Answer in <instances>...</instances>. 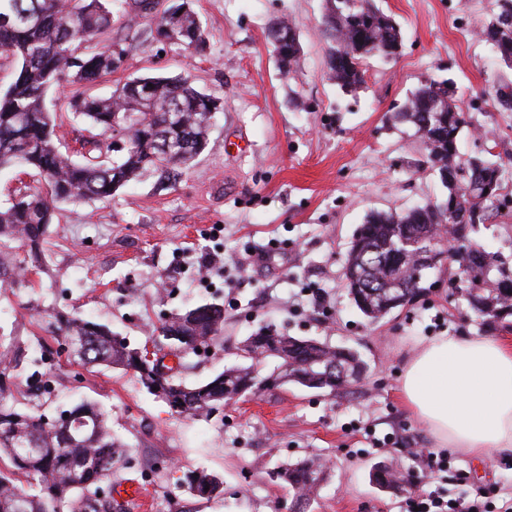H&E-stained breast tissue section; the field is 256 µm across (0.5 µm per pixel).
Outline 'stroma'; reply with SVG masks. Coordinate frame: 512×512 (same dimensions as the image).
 I'll use <instances>...</instances> for the list:
<instances>
[{
	"label": "stroma",
	"instance_id": "obj_1",
	"mask_svg": "<svg viewBox=\"0 0 512 512\" xmlns=\"http://www.w3.org/2000/svg\"><path fill=\"white\" fill-rule=\"evenodd\" d=\"M377 2L400 24L402 52L390 62L369 59L366 87L355 96L327 75L326 0H193L206 33L198 54L114 16L113 36L132 37V49L120 69L92 84V94L110 95L138 76L185 75L197 90L223 98L224 110L174 186L148 177L106 202L61 203L42 270L32 269L23 241L11 243L6 266L30 274L0 288V338L19 339L29 371L54 387L32 410L54 417L83 400L100 405L128 446L113 483L135 478L149 489L148 504L131 501L123 512H291V492L270 474L309 455L328 467L313 512H403L404 494L369 480L380 462L416 475L415 494L476 500L498 487L512 497L511 456L478 469L454 450L447 478H430L419 451L433 440L400 393L421 340L481 333L465 301L449 291L447 271L430 274L434 286L417 304L373 325L343 283L352 235L368 214L442 193L412 130L390 120L422 80L454 81L456 105L473 118L460 135L461 154L512 162V112L482 96L512 71L480 37L493 0ZM279 20L292 23L301 45L287 75L268 37ZM213 301L224 306V334L209 354L187 355L186 382L238 363L242 340L263 324L356 350L368 365L365 380L340 397L284 382L189 419L131 374L67 358L64 336L49 326L52 309H62L108 326L131 346L163 352L162 324ZM194 469L220 477L222 494L193 498L181 477Z\"/></svg>",
	"mask_w": 512,
	"mask_h": 512
}]
</instances>
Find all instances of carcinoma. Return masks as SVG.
<instances>
[{
	"label": "carcinoma",
	"mask_w": 512,
	"mask_h": 512,
	"mask_svg": "<svg viewBox=\"0 0 512 512\" xmlns=\"http://www.w3.org/2000/svg\"><path fill=\"white\" fill-rule=\"evenodd\" d=\"M321 31L327 44L329 78L344 93L365 87L368 59H396L403 45L401 26L384 13L376 0H327ZM130 18L150 24L160 43L175 42L198 51L205 31L190 0H120ZM112 9L106 0H0V56L15 62L12 82L0 90V169L24 166L37 184L0 205V240L21 237L33 262L57 218L59 204L71 199L105 200L142 176L174 182L204 151L215 114L224 101L199 92L187 77L146 76L117 86L108 97L77 94L69 107L74 118L96 133L81 140L76 160L57 147L56 115L46 105L52 88L91 84L118 70L131 50L127 39L114 38ZM507 67L512 69V0H495L490 20L480 32ZM283 72L293 71L300 55L299 39L282 47ZM453 82L442 89L422 83L394 113L409 124L424 151V163L436 171L447 193L407 212L371 214L352 237L343 267L352 304L371 323L413 304L425 294L426 268L419 267L420 250L443 256L451 283L461 290L468 309L487 331L512 329V274L500 271L512 264L500 252H490L475 237V227H463L452 213L465 211L486 224L499 215L501 190L507 173L501 164L461 156L458 140L470 121L454 103ZM495 105L512 112V81L492 86ZM134 126L122 145L114 132ZM494 187L488 194L486 187ZM58 330L66 337V352L88 366L117 367L133 374L150 394L175 414L194 418L236 398L254 395L270 382L294 381L298 375L328 396L350 393L366 365L350 348L313 338L290 336L263 326L244 340L243 358L251 364L225 369L204 384L177 380L167 367L146 359L139 347L119 341L104 325L61 312ZM224 332V305L206 303L166 321L162 335L181 336L175 346L183 354L209 345ZM272 358L280 372L261 378L254 361ZM25 353L12 343L0 359V380L21 375ZM31 381L12 399L31 401L43 395L48 381ZM77 415L73 436L62 432L65 413L54 418L3 407L0 398V512H112L100 500L103 482L124 461L125 450L112 438L105 418L91 402L68 410ZM275 479L293 493L292 512H310L313 493L326 475L315 457L287 462ZM370 480L387 490L411 486L405 472L378 464ZM219 477L187 471L183 483L200 500L212 496ZM26 482L28 488L18 486Z\"/></svg>",
	"instance_id": "1"
}]
</instances>
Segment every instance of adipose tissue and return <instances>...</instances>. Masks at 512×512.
I'll list each match as a JSON object with an SVG mask.
<instances>
[{"label":"adipose tissue","mask_w":512,"mask_h":512,"mask_svg":"<svg viewBox=\"0 0 512 512\" xmlns=\"http://www.w3.org/2000/svg\"><path fill=\"white\" fill-rule=\"evenodd\" d=\"M401 392L437 447L478 463L512 454V344L485 336L433 338L409 359Z\"/></svg>","instance_id":"ef3b65f1"}]
</instances>
